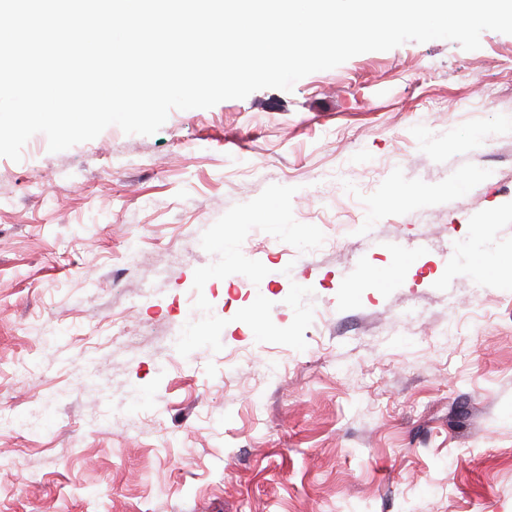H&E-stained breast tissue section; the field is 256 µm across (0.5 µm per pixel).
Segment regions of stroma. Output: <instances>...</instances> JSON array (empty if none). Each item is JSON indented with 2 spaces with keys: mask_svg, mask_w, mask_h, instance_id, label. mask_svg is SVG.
I'll use <instances>...</instances> for the list:
<instances>
[{
  "mask_svg": "<svg viewBox=\"0 0 512 512\" xmlns=\"http://www.w3.org/2000/svg\"><path fill=\"white\" fill-rule=\"evenodd\" d=\"M463 192H452L459 180ZM296 187L316 257L201 294L202 233ZM138 258L128 261L127 249ZM512 35L407 42L158 132L0 157V512H512ZM297 351L234 316L264 296Z\"/></svg>",
  "mask_w": 512,
  "mask_h": 512,
  "instance_id": "35a3bbf8",
  "label": "stroma"
}]
</instances>
